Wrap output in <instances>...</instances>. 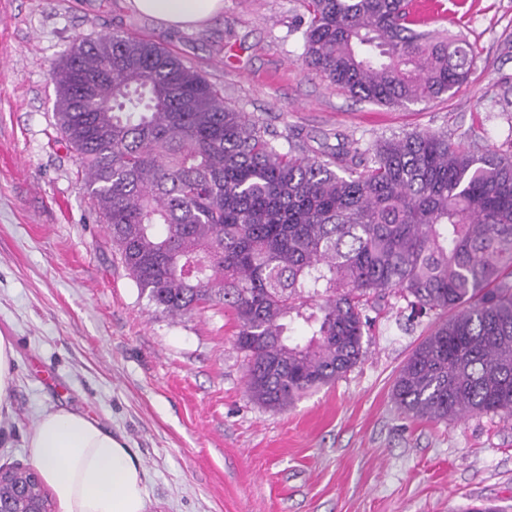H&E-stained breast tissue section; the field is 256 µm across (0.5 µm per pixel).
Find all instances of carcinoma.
<instances>
[{
	"label": "carcinoma",
	"mask_w": 512,
	"mask_h": 512,
	"mask_svg": "<svg viewBox=\"0 0 512 512\" xmlns=\"http://www.w3.org/2000/svg\"><path fill=\"white\" fill-rule=\"evenodd\" d=\"M304 64L370 102L467 84L460 33L419 31L409 0H306ZM109 78L92 94L78 77ZM58 129L140 294L172 317L221 305L246 392L283 409L363 356L370 299L435 314L395 378L406 414L512 419V154L440 132L283 151L163 45L77 36L52 68ZM300 322L306 337L290 335Z\"/></svg>",
	"instance_id": "obj_1"
}]
</instances>
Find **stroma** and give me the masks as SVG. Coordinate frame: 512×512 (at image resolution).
<instances>
[{"label": "stroma", "instance_id": "1", "mask_svg": "<svg viewBox=\"0 0 512 512\" xmlns=\"http://www.w3.org/2000/svg\"><path fill=\"white\" fill-rule=\"evenodd\" d=\"M429 28L463 32L467 87L385 106L301 61L305 0H224L175 30L129 0H0V334L16 350L0 466H29L40 411L97 419L142 462L148 512H512V421L405 415L394 375L425 336L388 297L365 355L334 384L273 411L252 402L233 314L174 319L140 295L55 126L51 71L76 35L160 42L226 105L312 150L431 130L512 152V0H441Z\"/></svg>", "mask_w": 512, "mask_h": 512}]
</instances>
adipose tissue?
I'll return each mask as SVG.
<instances>
[{
    "mask_svg": "<svg viewBox=\"0 0 512 512\" xmlns=\"http://www.w3.org/2000/svg\"><path fill=\"white\" fill-rule=\"evenodd\" d=\"M175 29L204 24L224 0H131ZM33 461L58 512H146L144 469L125 442L69 409L41 412L29 434Z\"/></svg>",
    "mask_w": 512,
    "mask_h": 512,
    "instance_id": "adipose-tissue-1",
    "label": "adipose tissue"
}]
</instances>
